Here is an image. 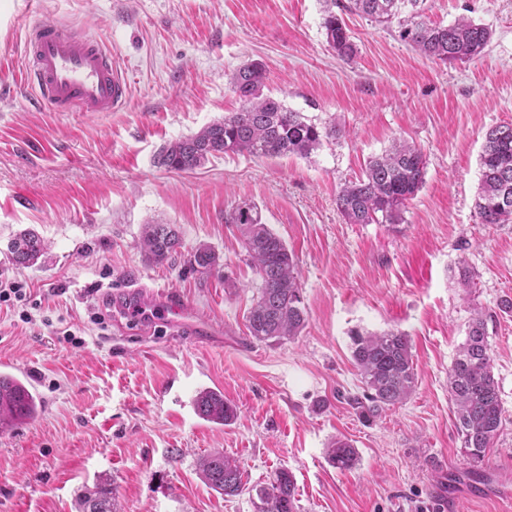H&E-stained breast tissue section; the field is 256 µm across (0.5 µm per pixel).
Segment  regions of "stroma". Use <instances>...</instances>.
I'll return each mask as SVG.
<instances>
[{"label": "stroma", "mask_w": 512, "mask_h": 512, "mask_svg": "<svg viewBox=\"0 0 512 512\" xmlns=\"http://www.w3.org/2000/svg\"><path fill=\"white\" fill-rule=\"evenodd\" d=\"M324 0H0V282L29 299L0 304V372L30 381L41 408L0 434V512H78L84 487L110 481L121 512H256V490L290 470L300 512H512V224L480 223L475 208L486 131L512 122V0H426V21L466 17L488 27L483 54L436 63L356 14L345 22L356 56L340 60L322 28ZM33 18L104 42L129 81L115 112L30 106L22 83L24 27ZM267 69L265 92L340 136L309 157L220 154L175 173L155 157L236 111L229 84L243 63ZM427 159L405 221L348 224L336 193L395 140ZM256 204L298 258L307 325L300 336L250 342L246 316L259 285L224 217ZM156 219L204 243L221 268L155 266L138 239ZM32 228L47 242L37 264L13 266L7 245ZM474 286L463 291L457 269ZM183 297L224 343L201 346L157 311L131 320L129 286ZM491 314L493 371L504 429L467 474L448 369L474 309ZM397 328L411 339L416 390L367 422L349 405L362 384L351 331ZM222 392L238 417L203 420L194 398ZM352 441L358 464L326 450ZM237 460L248 491L208 487L201 456ZM327 460L337 469L348 470L358 462V451L348 439H336L327 448Z\"/></svg>", "instance_id": "obj_1"}]
</instances>
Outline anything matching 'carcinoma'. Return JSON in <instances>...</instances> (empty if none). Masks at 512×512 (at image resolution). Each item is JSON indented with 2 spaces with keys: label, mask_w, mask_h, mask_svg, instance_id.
I'll use <instances>...</instances> for the list:
<instances>
[{
  "label": "carcinoma",
  "mask_w": 512,
  "mask_h": 512,
  "mask_svg": "<svg viewBox=\"0 0 512 512\" xmlns=\"http://www.w3.org/2000/svg\"><path fill=\"white\" fill-rule=\"evenodd\" d=\"M424 0H325L322 27L326 42L336 56L350 60L357 53L343 15L356 13L368 20L399 25V36L415 51L432 61L451 63L480 56L491 41V31L468 18L450 25L422 19ZM266 70L254 61L238 67L230 78L239 108L197 133L170 141L156 156L157 165L175 172L198 169L219 154L252 158L308 157L323 141L341 132L332 121L320 125L284 101L263 93ZM427 174L423 151L398 141L382 155L368 161L361 177L344 183L336 206L348 224H402L410 200L421 190ZM475 209L483 224L512 223V123H502L485 134L480 155V182ZM225 223L239 230L246 263L260 284L248 315V337L255 343L293 339L306 327L295 254L263 220L259 208L242 202L225 216ZM140 251L156 266H170L183 255L185 243L175 224L157 221L143 226ZM45 241L25 229L10 239V259L18 267H30L44 256ZM191 269L202 273L220 266L219 256L206 244L190 252ZM352 358L359 372L362 394L353 398L362 419L369 421L382 411L404 403L415 392L416 365L408 335L399 329L381 333L352 334ZM448 391L453 403L455 426L465 456L480 463L503 431L505 411L493 372L487 331V314L470 318L466 337L448 369ZM206 421L226 425L237 417L236 408L215 390L200 391L194 401ZM41 400L27 380L0 373V433L33 418ZM328 462L348 470L358 462V451L347 439H337L327 448ZM203 481L214 491L235 497L247 489L240 464L222 452L203 457L199 464ZM258 512H298L296 482L285 468L274 471L257 490ZM79 512H120L109 482L85 491Z\"/></svg>",
  "instance_id": "1"
}]
</instances>
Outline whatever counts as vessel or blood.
<instances>
[{
  "mask_svg": "<svg viewBox=\"0 0 512 512\" xmlns=\"http://www.w3.org/2000/svg\"><path fill=\"white\" fill-rule=\"evenodd\" d=\"M23 84L36 104L52 112H112L127 100L128 84L101 43L67 31L55 23L35 20L24 40ZM130 293L154 303L171 325L185 329L198 342L212 341L215 332L197 321L176 296L138 287Z\"/></svg>",
  "mask_w": 512,
  "mask_h": 512,
  "instance_id": "b4317fda",
  "label": "vessel or blood"
}]
</instances>
